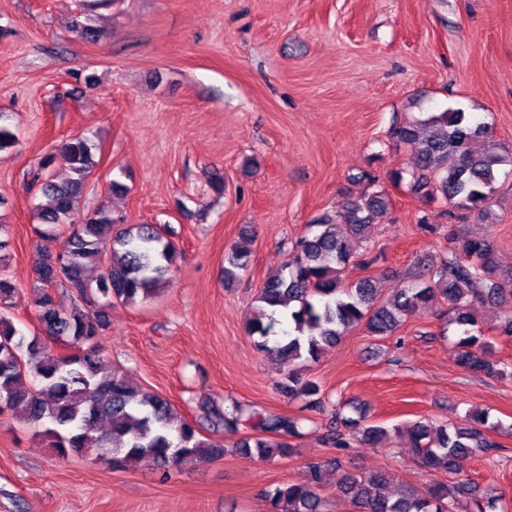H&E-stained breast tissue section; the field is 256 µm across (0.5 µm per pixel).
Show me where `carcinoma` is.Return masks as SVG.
<instances>
[{
  "instance_id": "1",
  "label": "carcinoma",
  "mask_w": 512,
  "mask_h": 512,
  "mask_svg": "<svg viewBox=\"0 0 512 512\" xmlns=\"http://www.w3.org/2000/svg\"><path fill=\"white\" fill-rule=\"evenodd\" d=\"M92 15L71 19V28L95 41L100 30ZM0 114V152L18 145L14 132ZM396 138L416 147V166L410 191L428 205L448 207L447 215L462 220L474 211H487L500 169L512 166V148L494 140L492 127L460 107L407 119ZM96 145L84 136L62 140L57 151L71 177L57 181L46 176L40 191L47 202L37 208L40 236L66 224L83 195L94 166ZM366 191L309 225L307 234L289 250L282 269L261 285L248 335L261 353L273 355L283 365L277 390L290 398H304L305 408L324 406L319 385L303 377V370L318 361L322 350L335 346L352 329L363 326L372 336H391L409 316L422 314L430 302L443 298L448 322L461 328L457 364L472 374L506 375L490 359L483 331L469 314L476 305L492 299H512V270L499 269L492 241L454 235L448 248L425 279L379 297L368 279L345 282L352 240H368L371 228L391 208L389 193L379 179L363 174ZM112 212L97 208L82 224L70 225L61 251L47 254L35 270L36 316L41 333L19 331L7 312L15 286L0 276V412L21 406L28 421L46 426L58 455L80 454L90 448L112 455L116 464L146 463L162 470L190 457L221 458L227 451L270 460L286 458L292 446L285 437L302 435L303 419L232 402L211 412L212 427L235 435L249 424L256 434L227 446L203 434L200 426L182 416L165 397L143 390L127 375L102 365L99 338L106 327L103 305L133 304L154 296L171 271L176 247L174 230L156 224H135L115 229ZM249 251L235 247L225 257L224 285L231 286L247 271ZM102 267L95 278L91 266ZM77 289L80 302L59 307L46 285ZM64 341L75 349L65 358L52 353L45 340ZM40 354L32 366L27 357ZM472 422L436 424L417 421L395 430L411 446L420 467L458 474L457 460L473 451L496 447L486 431L488 414H470ZM375 442L388 431L363 419L346 417L341 427L328 430L327 441L336 448L348 445L345 434ZM328 463H306V483L279 484L265 491L270 512H326L322 495ZM386 472L368 476L344 472L338 491L355 512H508L505 495L495 485L480 486L459 477L438 482L423 493L404 486L390 493Z\"/></svg>"
}]
</instances>
